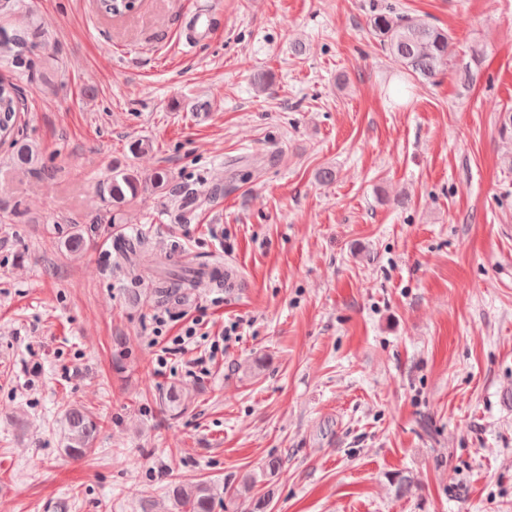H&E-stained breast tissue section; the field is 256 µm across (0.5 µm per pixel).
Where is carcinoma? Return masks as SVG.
Instances as JSON below:
<instances>
[{
	"label": "carcinoma",
	"mask_w": 512,
	"mask_h": 512,
	"mask_svg": "<svg viewBox=\"0 0 512 512\" xmlns=\"http://www.w3.org/2000/svg\"><path fill=\"white\" fill-rule=\"evenodd\" d=\"M96 7L100 13L112 19L131 15L139 4L128 0H96ZM369 25L380 47L400 62L413 78L431 82L443 67L450 65L462 85L468 86L475 80L481 64V52L473 49L468 58H455L447 30L425 19L401 14L391 5L371 15ZM38 34L39 29L28 22L15 27L9 34L0 35V68L5 71V75L0 77V143L8 145L15 165L33 171L36 170L39 157L27 137L20 134L22 96L19 80L33 68L30 48L36 45ZM165 178L163 172L144 177L131 169L117 170L112 172V177L104 185V191L112 202V210L118 213L147 184L161 186ZM119 257L133 278L149 282L160 298L174 297V284L192 291L210 287L214 279V271L209 267L195 266L188 262L173 265L163 260L150 248L149 240L143 234L125 243ZM66 417V451L81 456L92 444L98 424L92 416L76 408L68 409ZM169 493L176 500L178 512H212L214 492L205 482H198L189 489L175 485L169 489Z\"/></svg>",
	"instance_id": "cac0c4a2"
}]
</instances>
